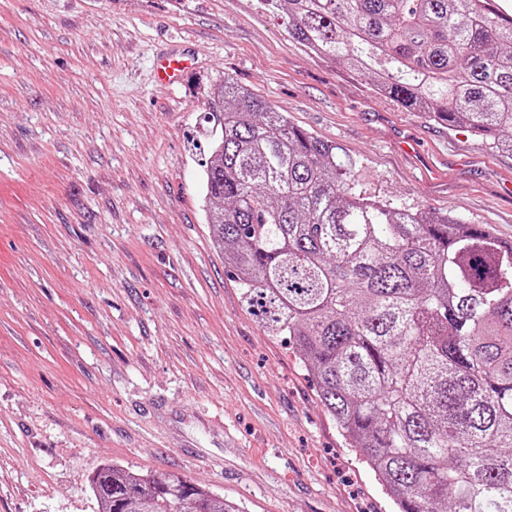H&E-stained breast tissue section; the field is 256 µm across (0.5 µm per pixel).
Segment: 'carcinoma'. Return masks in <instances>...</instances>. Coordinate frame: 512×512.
I'll return each mask as SVG.
<instances>
[{
    "instance_id": "carcinoma-1",
    "label": "carcinoma",
    "mask_w": 512,
    "mask_h": 512,
    "mask_svg": "<svg viewBox=\"0 0 512 512\" xmlns=\"http://www.w3.org/2000/svg\"><path fill=\"white\" fill-rule=\"evenodd\" d=\"M309 53L512 152V21L488 0H262ZM204 170L213 243L397 512H512V247L367 197L355 163L229 77ZM99 512H241L178 474L107 464Z\"/></svg>"
}]
</instances>
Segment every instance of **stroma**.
<instances>
[{"mask_svg":"<svg viewBox=\"0 0 512 512\" xmlns=\"http://www.w3.org/2000/svg\"><path fill=\"white\" fill-rule=\"evenodd\" d=\"M177 51L179 82L155 81ZM232 78L367 196L512 241V153L315 57L259 0H0V512H98L106 463L244 512H395L212 244L204 115Z\"/></svg>","mask_w":512,"mask_h":512,"instance_id":"obj_1","label":"stroma"}]
</instances>
